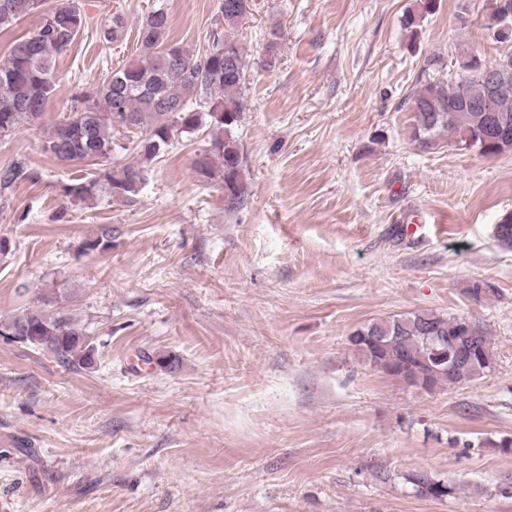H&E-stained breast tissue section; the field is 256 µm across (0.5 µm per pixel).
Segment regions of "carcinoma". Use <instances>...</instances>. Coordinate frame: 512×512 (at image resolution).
Wrapping results in <instances>:
<instances>
[{
	"label": "carcinoma",
	"instance_id": "1",
	"mask_svg": "<svg viewBox=\"0 0 512 512\" xmlns=\"http://www.w3.org/2000/svg\"><path fill=\"white\" fill-rule=\"evenodd\" d=\"M0 0V31L31 14L40 23L17 40L0 60V137L21 122H34L45 111L55 86L56 57L68 50L85 25L76 0ZM243 0H220L224 39L214 40L203 55L165 42L170 16L152 10L138 32V58L111 72L101 84L75 94L76 110L53 126L43 150L62 165L107 161L116 142L114 129L136 135L132 141L139 159L101 169L98 175L67 184L64 195L74 201L95 202L107 196L132 202L140 194L153 163L176 134L192 132L210 120L221 130L211 148L197 155L193 166L202 180L224 174V196L237 203L244 197L242 163L233 129L242 109L245 50L231 35L245 15ZM413 138L424 148L448 144L478 149L483 156L512 152V92L488 95L479 73L469 77H429L413 95ZM41 174L16 162L0 168V199L22 180L34 182ZM112 246V227L84 239L83 253H101ZM27 337L67 364L90 368L95 347L82 329L65 318L32 309L8 321ZM349 343L374 368L431 393L443 386L470 382L493 367L488 336L465 317L416 310L371 320L349 336ZM410 483L422 496L448 495V484L428 472H415Z\"/></svg>",
	"mask_w": 512,
	"mask_h": 512
}]
</instances>
